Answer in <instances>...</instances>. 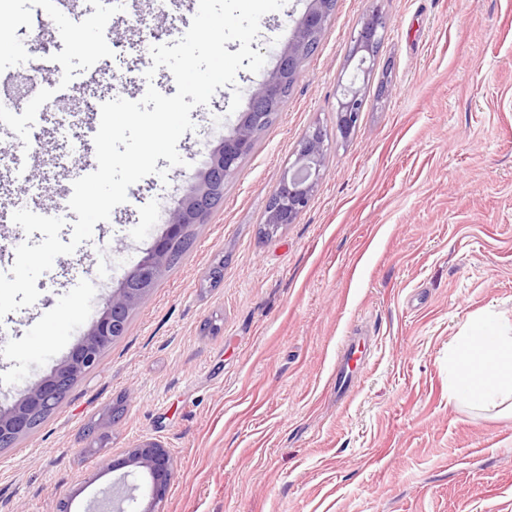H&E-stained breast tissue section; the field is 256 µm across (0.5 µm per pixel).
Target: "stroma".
Masks as SVG:
<instances>
[{"label": "stroma", "mask_w": 512, "mask_h": 512, "mask_svg": "<svg viewBox=\"0 0 512 512\" xmlns=\"http://www.w3.org/2000/svg\"><path fill=\"white\" fill-rule=\"evenodd\" d=\"M41 7L0 0V75L17 69L20 103L31 86L54 97L39 147L0 128V250L43 239L13 222L17 197L54 211L96 170L90 115L102 103L151 85L175 94L142 36L172 46L192 21L181 0H132L109 32H87L66 15L41 20ZM307 7L286 0L261 18L251 47L264 66L192 110L181 165L158 159L166 177L129 187L39 277L37 301L0 319V409L51 373L146 256ZM376 9L388 32L364 78L349 51ZM352 80L367 103L345 140L337 89ZM316 126L329 135L324 176L295 222L264 237L271 196ZM190 232L99 366L0 448V512H84L116 478L108 463L149 440L174 466L159 512H512V417L448 400L449 341L486 310L512 318V0H336L277 119ZM350 341L361 363L340 396Z\"/></svg>", "instance_id": "35a3bbf8"}]
</instances>
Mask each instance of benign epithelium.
I'll return each mask as SVG.
<instances>
[{"instance_id":"obj_1","label":"benign epithelium","mask_w":512,"mask_h":512,"mask_svg":"<svg viewBox=\"0 0 512 512\" xmlns=\"http://www.w3.org/2000/svg\"><path fill=\"white\" fill-rule=\"evenodd\" d=\"M334 8L335 0H309L304 17L288 47L279 53L270 78L253 93L249 112L224 128V139L210 151L206 169L170 213L163 235L154 241L147 256L128 272L123 286L114 291L100 317L69 355L49 375L26 387L10 408L0 410V446L30 432L32 420L48 409L74 379L96 369L103 350L125 334L131 311L147 298L162 275L170 246L185 237L189 225L202 223L215 200L224 195V182L253 152L259 128L281 111L302 62L317 48ZM386 31L387 19L377 10L353 38L350 55L359 57L357 69L366 75L377 63ZM363 102L362 88L356 86L355 81L341 85L336 104V132L342 138H349L357 130L365 108ZM325 141L323 129L317 126L298 142L295 159L271 198L265 223L276 228L291 224L307 207L323 175ZM126 467L139 468L149 478L150 500L140 512H157L156 506L165 497L173 476L167 450L158 442H144L109 464L114 471Z\"/></svg>"}]
</instances>
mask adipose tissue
<instances>
[{
	"instance_id": "ef3b65f1",
	"label": "adipose tissue",
	"mask_w": 512,
	"mask_h": 512,
	"mask_svg": "<svg viewBox=\"0 0 512 512\" xmlns=\"http://www.w3.org/2000/svg\"><path fill=\"white\" fill-rule=\"evenodd\" d=\"M448 398L512 415V321L487 314L466 323L448 344Z\"/></svg>"
}]
</instances>
